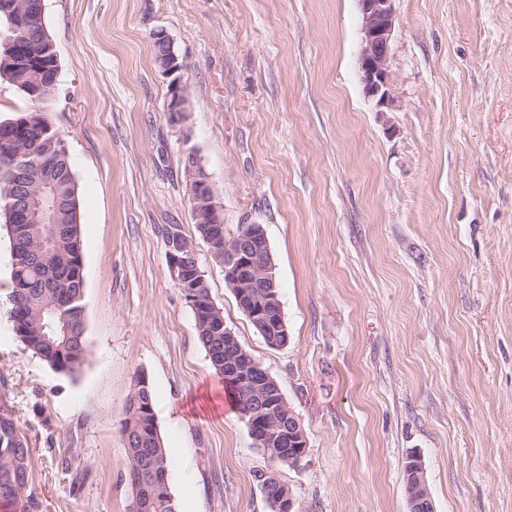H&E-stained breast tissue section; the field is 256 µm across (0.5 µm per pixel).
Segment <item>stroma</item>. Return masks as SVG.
Listing matches in <instances>:
<instances>
[{
	"label": "stroma",
	"instance_id": "stroma-1",
	"mask_svg": "<svg viewBox=\"0 0 512 512\" xmlns=\"http://www.w3.org/2000/svg\"><path fill=\"white\" fill-rule=\"evenodd\" d=\"M394 9L381 113L360 83L357 0H44L91 354L64 376L16 337L0 226V405L28 440L42 512H131L121 425L140 375L180 457L177 512H272L267 470L297 512H409L412 453L436 512H512V0ZM161 29L189 85L180 123L154 61ZM190 151L227 230L264 229L283 347L197 232ZM171 224L301 418L299 466L254 447L170 275Z\"/></svg>",
	"mask_w": 512,
	"mask_h": 512
}]
</instances>
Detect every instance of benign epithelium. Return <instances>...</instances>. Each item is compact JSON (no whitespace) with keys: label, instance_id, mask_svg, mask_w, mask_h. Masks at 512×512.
I'll return each mask as SVG.
<instances>
[{"label":"benign epithelium","instance_id":"obj_1","mask_svg":"<svg viewBox=\"0 0 512 512\" xmlns=\"http://www.w3.org/2000/svg\"><path fill=\"white\" fill-rule=\"evenodd\" d=\"M361 14V46L358 67L364 95L375 102L377 111H387L394 102V82L390 72V46L395 28L393 0H358ZM167 48L163 74L171 77V98L168 112L172 121L180 122L186 115L188 86L183 65L169 36L162 30L152 34ZM3 61L25 67L26 55L13 38L3 43ZM190 182V204L194 219L208 215L214 225L208 237L212 245L223 242L220 259L224 279L237 297L238 305L247 317L269 337V344L278 346L279 337L287 335L283 316L275 309L277 288L275 264L262 226L241 224L227 234L221 224L219 206L213 189L199 164L187 167ZM194 246L184 235L170 236L166 241L168 266L173 279L183 291L195 287L196 278L203 276L194 258ZM224 380L240 388L244 421L253 445L266 449L272 461L297 466L307 455L308 441L302 423L288 405L273 377L249 355L229 327H224ZM152 409L134 396L127 414L128 432H149L153 423ZM410 512H435L424 476L420 457L413 458L410 469ZM272 512H296L293 497L273 471L264 473Z\"/></svg>","mask_w":512,"mask_h":512}]
</instances>
